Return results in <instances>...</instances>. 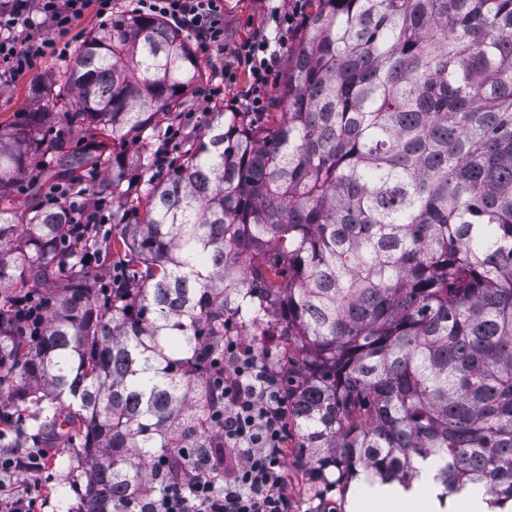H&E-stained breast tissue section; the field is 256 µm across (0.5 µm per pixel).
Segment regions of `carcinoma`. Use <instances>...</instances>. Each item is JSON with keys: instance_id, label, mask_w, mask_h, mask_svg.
Listing matches in <instances>:
<instances>
[{"instance_id": "cac0c4a2", "label": "carcinoma", "mask_w": 512, "mask_h": 512, "mask_svg": "<svg viewBox=\"0 0 512 512\" xmlns=\"http://www.w3.org/2000/svg\"><path fill=\"white\" fill-rule=\"evenodd\" d=\"M263 122L216 113L171 173L127 171L202 78L182 30L129 13L69 62V124L112 137L100 234L70 205L0 207L4 429L81 449L82 512H134L153 464L222 448L224 336H275L311 474L512 501V0H307ZM47 113L0 129V198ZM118 258L124 288L104 293ZM43 299L30 336L15 293Z\"/></svg>"}]
</instances>
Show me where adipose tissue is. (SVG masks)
Returning a JSON list of instances; mask_svg holds the SVG:
<instances>
[{"instance_id":"1","label":"adipose tissue","mask_w":512,"mask_h":512,"mask_svg":"<svg viewBox=\"0 0 512 512\" xmlns=\"http://www.w3.org/2000/svg\"><path fill=\"white\" fill-rule=\"evenodd\" d=\"M418 474L411 488L399 485H366L362 506L376 512H446L434 492V469L429 461H417Z\"/></svg>"}]
</instances>
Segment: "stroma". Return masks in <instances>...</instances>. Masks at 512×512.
<instances>
[{"instance_id": "35a3bbf8", "label": "stroma", "mask_w": 512, "mask_h": 512, "mask_svg": "<svg viewBox=\"0 0 512 512\" xmlns=\"http://www.w3.org/2000/svg\"><path fill=\"white\" fill-rule=\"evenodd\" d=\"M292 0H224V46L209 51H197L203 80L188 94L180 108L162 112L151 125V153L162 148L170 128H181L184 135L203 134L214 114L219 110L247 112L252 107L248 94L249 83L244 76L245 65L237 64L236 52L240 46L261 32L274 35L275 13L290 10ZM236 64L240 78L228 90L219 87V74L224 65ZM65 60L46 56L34 71L12 77L0 74V128L22 121L26 112L42 107L35 88L55 82L63 84ZM72 97H65L50 109L47 117L48 135L34 166L42 174L63 170L66 152L74 147L92 156L91 164L76 168L72 181L78 191L79 202L94 200L93 181L112 167L111 147L96 148L88 132L70 125L66 113L72 107ZM42 506L40 512H79L83 479L79 468L78 451L64 448L50 453L46 469L40 477ZM357 482L339 480L337 470H330L325 480L309 479V465L299 455L288 456V494L294 501L295 512H350Z\"/></svg>"}]
</instances>
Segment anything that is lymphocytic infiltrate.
I'll use <instances>...</instances> for the list:
<instances>
[{
  "mask_svg": "<svg viewBox=\"0 0 512 512\" xmlns=\"http://www.w3.org/2000/svg\"><path fill=\"white\" fill-rule=\"evenodd\" d=\"M89 0H0V71L21 76L47 55H67L63 41ZM139 8L172 17L200 36L203 45L224 40L223 0H137ZM45 18L53 38H19L18 29L31 15ZM254 92L253 106L263 111L262 90L281 59L268 37L246 42L240 51ZM287 394L282 374L262 360L240 337L224 339V410L214 420L224 428V462L200 458L183 449V464L172 471L156 464L160 493L149 512H294L286 469ZM48 454L0 448V512H36L38 485L24 475L42 472Z\"/></svg>",
  "mask_w": 512,
  "mask_h": 512,
  "instance_id": "f902f5d3",
  "label": "lymphocytic infiltrate"
}]
</instances>
